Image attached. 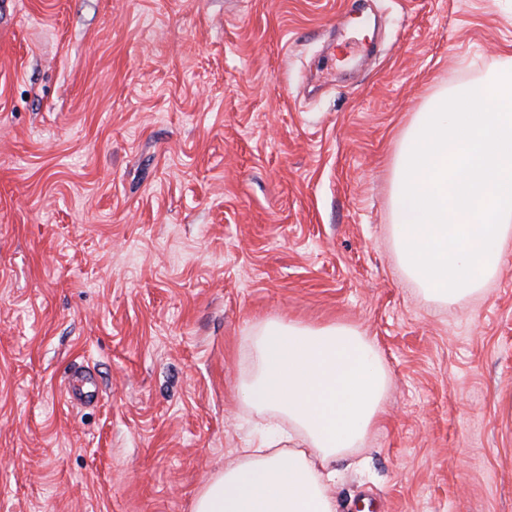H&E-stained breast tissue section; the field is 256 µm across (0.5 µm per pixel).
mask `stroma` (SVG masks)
I'll use <instances>...</instances> for the list:
<instances>
[{"mask_svg": "<svg viewBox=\"0 0 512 512\" xmlns=\"http://www.w3.org/2000/svg\"><path fill=\"white\" fill-rule=\"evenodd\" d=\"M506 61L512 0H0V512H192L272 318L389 372L338 512H512V245L440 306L391 236L417 112Z\"/></svg>", "mask_w": 512, "mask_h": 512, "instance_id": "35a3bbf8", "label": "stroma"}]
</instances>
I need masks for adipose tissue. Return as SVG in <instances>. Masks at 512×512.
<instances>
[{
    "instance_id": "ef3b65f1",
    "label": "adipose tissue",
    "mask_w": 512,
    "mask_h": 512,
    "mask_svg": "<svg viewBox=\"0 0 512 512\" xmlns=\"http://www.w3.org/2000/svg\"><path fill=\"white\" fill-rule=\"evenodd\" d=\"M249 350L239 391L270 424L200 490L192 512H336L335 464L363 443L388 389L375 346L348 323L274 319Z\"/></svg>"
}]
</instances>
